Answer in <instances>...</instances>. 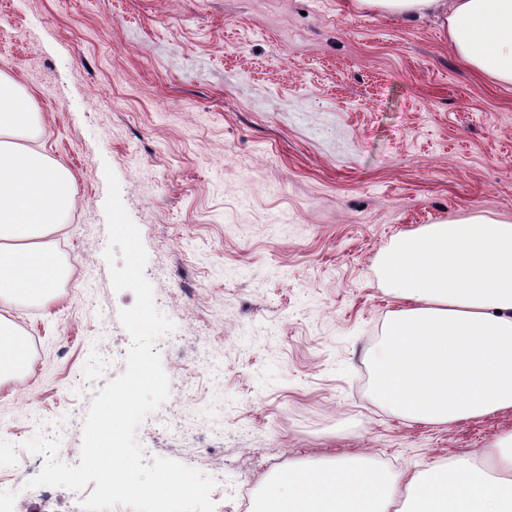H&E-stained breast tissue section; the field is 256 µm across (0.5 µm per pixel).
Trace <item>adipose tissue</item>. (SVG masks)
Returning a JSON list of instances; mask_svg holds the SVG:
<instances>
[{"label": "adipose tissue", "instance_id": "obj_1", "mask_svg": "<svg viewBox=\"0 0 512 512\" xmlns=\"http://www.w3.org/2000/svg\"><path fill=\"white\" fill-rule=\"evenodd\" d=\"M408 21L434 18L456 55L512 87V0H355ZM42 117L0 71V304L47 303L69 277L53 234L70 210V172L34 148ZM397 302L371 349L372 397L412 421L449 425L512 414V221L477 216L419 228L380 263ZM24 344L0 316V382ZM253 512H512V432L431 472L393 474L358 453L329 469L276 473Z\"/></svg>", "mask_w": 512, "mask_h": 512}]
</instances>
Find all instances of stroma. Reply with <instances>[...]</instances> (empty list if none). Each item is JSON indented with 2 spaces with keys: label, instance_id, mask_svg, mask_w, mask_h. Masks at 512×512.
<instances>
[{
  "label": "stroma",
  "instance_id": "1",
  "mask_svg": "<svg viewBox=\"0 0 512 512\" xmlns=\"http://www.w3.org/2000/svg\"><path fill=\"white\" fill-rule=\"evenodd\" d=\"M0 70L75 182L54 235L69 279L48 305L0 310L28 342L27 370L0 385V439L18 447L0 488L27 512L74 505L28 488L44 458L23 442L72 413L67 445L81 447L96 390L126 369L119 314L135 296L114 290L104 256L109 169L181 338L159 352L170 392L155 415L187 427L135 437L222 476L215 512L297 461L362 451L427 471L512 431V415L407 420L365 378L397 307L379 281L397 240L512 219V88L465 65L434 20L352 0H0Z\"/></svg>",
  "mask_w": 512,
  "mask_h": 512
}]
</instances>
